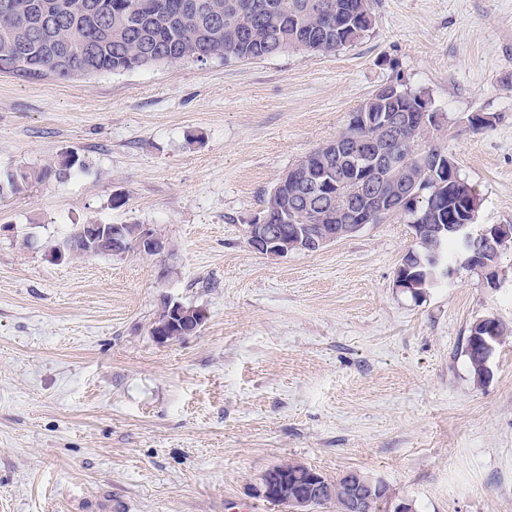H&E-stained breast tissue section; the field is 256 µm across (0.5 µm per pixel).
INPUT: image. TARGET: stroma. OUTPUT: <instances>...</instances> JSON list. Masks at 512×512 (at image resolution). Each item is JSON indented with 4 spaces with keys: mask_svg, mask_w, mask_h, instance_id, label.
I'll list each match as a JSON object with an SVG mask.
<instances>
[{
    "mask_svg": "<svg viewBox=\"0 0 512 512\" xmlns=\"http://www.w3.org/2000/svg\"><path fill=\"white\" fill-rule=\"evenodd\" d=\"M372 6L333 55L0 74V172L84 164L0 198V512H282L248 488L288 462L380 478L414 512H512V335L486 383L463 353L477 319L512 327V248L499 288L464 268L415 297L395 286L406 216L281 258L243 236L386 84L438 113L425 144L478 224H512V0ZM90 220L151 225L169 250L48 259ZM167 299L207 319L161 345Z\"/></svg>",
    "mask_w": 512,
    "mask_h": 512,
    "instance_id": "35a3bbf8",
    "label": "stroma"
}]
</instances>
